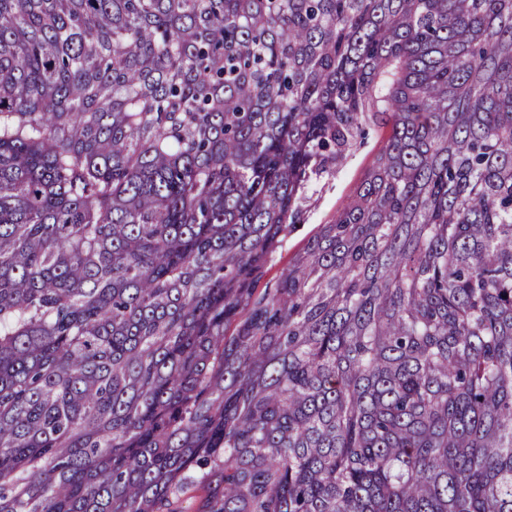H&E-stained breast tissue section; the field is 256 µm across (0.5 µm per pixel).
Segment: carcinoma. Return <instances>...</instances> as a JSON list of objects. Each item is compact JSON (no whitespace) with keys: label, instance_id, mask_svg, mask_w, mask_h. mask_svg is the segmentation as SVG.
<instances>
[{"label":"carcinoma","instance_id":"obj_1","mask_svg":"<svg viewBox=\"0 0 512 512\" xmlns=\"http://www.w3.org/2000/svg\"><path fill=\"white\" fill-rule=\"evenodd\" d=\"M0 512H512V0H0ZM366 130V139L353 148L335 172L312 182L302 203L300 221L267 266L258 288H273L294 253L315 232L318 224L328 223L338 207L355 191L365 172L372 166L387 132V128L369 120Z\"/></svg>","mask_w":512,"mask_h":512}]
</instances>
